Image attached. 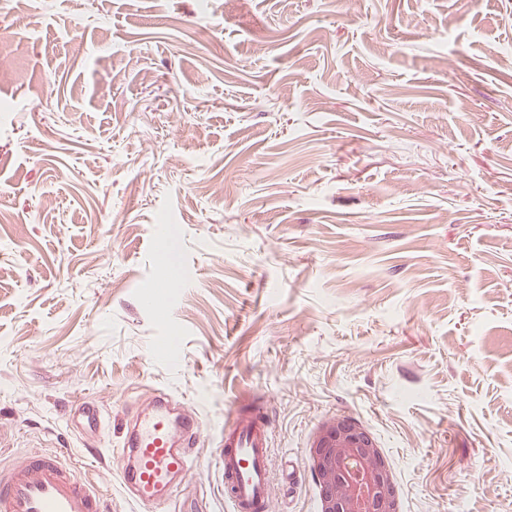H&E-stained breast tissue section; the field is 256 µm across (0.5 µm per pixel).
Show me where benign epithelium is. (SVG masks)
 <instances>
[{
	"instance_id": "7a95c632",
	"label": "benign epithelium",
	"mask_w": 512,
	"mask_h": 512,
	"mask_svg": "<svg viewBox=\"0 0 512 512\" xmlns=\"http://www.w3.org/2000/svg\"><path fill=\"white\" fill-rule=\"evenodd\" d=\"M309 464L320 486L319 512H399L386 460L358 423L341 417L323 423Z\"/></svg>"
}]
</instances>
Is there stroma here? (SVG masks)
Returning <instances> with one entry per match:
<instances>
[{
  "instance_id": "1",
  "label": "stroma",
  "mask_w": 512,
  "mask_h": 512,
  "mask_svg": "<svg viewBox=\"0 0 512 512\" xmlns=\"http://www.w3.org/2000/svg\"><path fill=\"white\" fill-rule=\"evenodd\" d=\"M0 38V465L66 449L132 512L162 390L199 465L141 512H231L250 401L271 512H318L333 417L401 512H512V0H0ZM73 416L76 427L82 426L83 429L89 428L97 430L104 425V418L100 410L90 402L78 399L73 404ZM262 406L239 405L224 421L218 469L230 493L232 512H270L266 487L271 478L270 429Z\"/></svg>"
}]
</instances>
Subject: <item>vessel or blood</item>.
<instances>
[{
	"label": "vessel or blood",
	"instance_id": "vessel-or-blood-1",
	"mask_svg": "<svg viewBox=\"0 0 512 512\" xmlns=\"http://www.w3.org/2000/svg\"><path fill=\"white\" fill-rule=\"evenodd\" d=\"M178 402L158 392L151 409L139 414L125 436V464L118 484L130 503L147 506L170 494L173 482L194 463L202 433L197 418L179 415ZM75 425L99 429L100 410L79 399ZM270 429L261 405L240 406L224 422L218 469L230 493L232 512H270L266 487L271 478ZM99 486L78 475L62 452L29 455L0 470V512H102Z\"/></svg>",
	"mask_w": 512,
	"mask_h": 512
}]
</instances>
